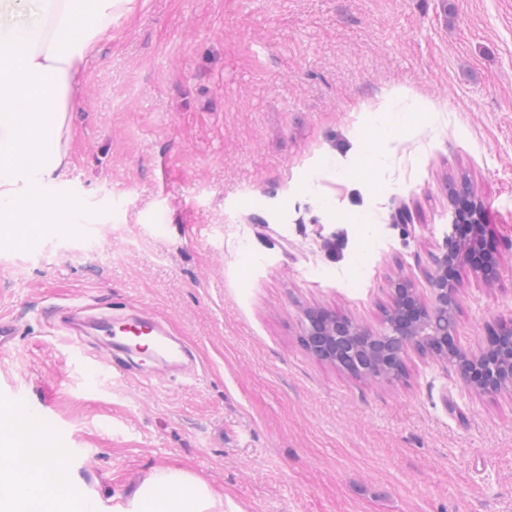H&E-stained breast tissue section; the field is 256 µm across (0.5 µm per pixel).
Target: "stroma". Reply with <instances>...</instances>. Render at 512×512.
<instances>
[{
	"instance_id": "obj_1",
	"label": "stroma",
	"mask_w": 512,
	"mask_h": 512,
	"mask_svg": "<svg viewBox=\"0 0 512 512\" xmlns=\"http://www.w3.org/2000/svg\"><path fill=\"white\" fill-rule=\"evenodd\" d=\"M426 99L427 121L407 115ZM404 129L367 191L329 165L364 113ZM62 180L99 238L0 250V397L47 412L66 470L113 512L158 467L188 469L240 512H512V392L467 387L409 350L360 379L303 346L328 308L380 330L390 282L424 276L469 186L497 275L457 263L455 345L512 321V0H140L87 60ZM381 241L345 280L359 221ZM242 226L248 253L224 240ZM138 303L197 356L139 384L74 363L42 317L56 304Z\"/></svg>"
}]
</instances>
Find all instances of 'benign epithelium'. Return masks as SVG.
I'll list each match as a JSON object with an SVG mask.
<instances>
[{
    "mask_svg": "<svg viewBox=\"0 0 512 512\" xmlns=\"http://www.w3.org/2000/svg\"><path fill=\"white\" fill-rule=\"evenodd\" d=\"M467 253L468 248L459 245L431 257L426 270L429 304L422 303L409 279L399 276L390 284L393 307L381 330L321 309L307 317L304 345L322 361L348 360L345 369L355 376L368 367L387 374L391 365L404 362L409 348H420L424 337L430 338L433 355L448 359V327L442 316L459 307L457 290L448 282V263L467 258ZM454 354L462 357L455 366L469 387L483 393L512 390V323L498 326L491 347L477 354L456 348Z\"/></svg>",
    "mask_w": 512,
    "mask_h": 512,
    "instance_id": "1",
    "label": "benign epithelium"
}]
</instances>
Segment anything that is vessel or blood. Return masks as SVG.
<instances>
[{"mask_svg":"<svg viewBox=\"0 0 512 512\" xmlns=\"http://www.w3.org/2000/svg\"><path fill=\"white\" fill-rule=\"evenodd\" d=\"M51 326L73 336L94 339L92 351H79V363L97 369H112L128 379L149 381L183 373L194 362L193 353L180 345L150 309L133 305L120 315L111 309L72 304L50 307Z\"/></svg>","mask_w":512,"mask_h":512,"instance_id":"1","label":"vessel or blood"}]
</instances>
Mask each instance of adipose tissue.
<instances>
[{"label": "adipose tissue", "mask_w": 512, "mask_h": 512, "mask_svg": "<svg viewBox=\"0 0 512 512\" xmlns=\"http://www.w3.org/2000/svg\"><path fill=\"white\" fill-rule=\"evenodd\" d=\"M137 0H0V245L28 246L84 212L44 189L70 164L68 114L103 24ZM35 415L0 399V512H100L97 499L53 464ZM55 487L46 496V487ZM125 512H224L223 496L177 466L157 468Z\"/></svg>", "instance_id": "obj_1"}]
</instances>
